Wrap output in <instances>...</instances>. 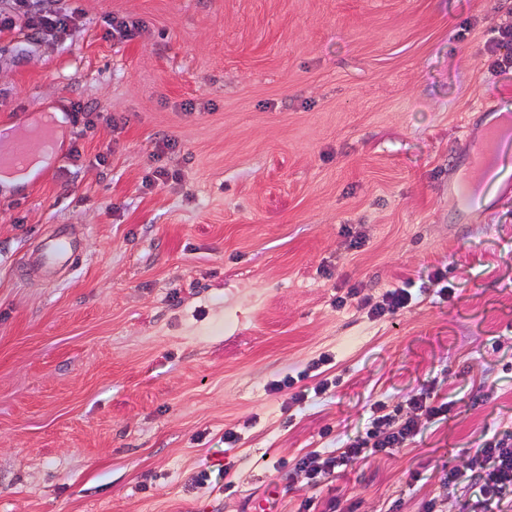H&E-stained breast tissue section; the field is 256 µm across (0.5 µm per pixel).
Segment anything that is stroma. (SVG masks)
Here are the masks:
<instances>
[{
    "label": "stroma",
    "instance_id": "35a3bbf8",
    "mask_svg": "<svg viewBox=\"0 0 512 512\" xmlns=\"http://www.w3.org/2000/svg\"><path fill=\"white\" fill-rule=\"evenodd\" d=\"M76 5L71 35L0 32V128L63 113L0 185V512H481L448 469L512 434V166L468 187L512 112L486 62L512 0ZM58 224L82 252L52 277ZM324 353L336 388L270 392ZM420 392L454 406L406 447L318 488L293 469ZM412 300L408 288H393L382 295V300L370 307L369 313L374 317L394 315L401 309L406 308Z\"/></svg>",
    "mask_w": 512,
    "mask_h": 512
}]
</instances>
